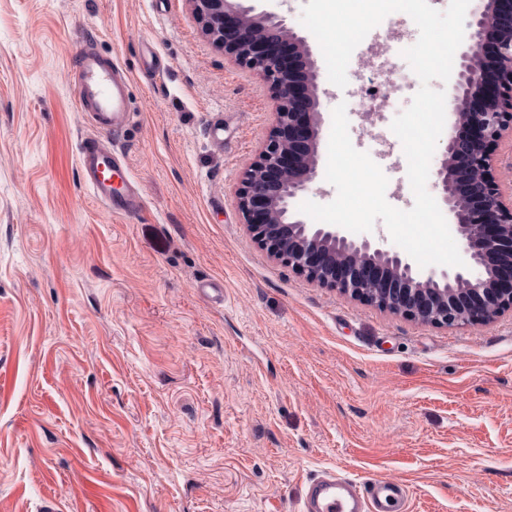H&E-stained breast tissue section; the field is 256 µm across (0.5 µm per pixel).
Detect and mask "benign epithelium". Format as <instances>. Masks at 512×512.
<instances>
[{"mask_svg":"<svg viewBox=\"0 0 512 512\" xmlns=\"http://www.w3.org/2000/svg\"><path fill=\"white\" fill-rule=\"evenodd\" d=\"M203 33L224 55L253 72L275 101L265 147L244 171L235 204L268 255L311 282L410 321L462 328L512 312V201L497 173V151L512 137V12L504 0H480L453 78L454 123L435 171V187L452 216L476 274L424 276L412 262L355 241L334 224H309L291 201L317 175L318 69L307 40L285 20L256 13L241 0H191ZM255 33H243L244 18ZM288 45L297 67L275 49Z\"/></svg>","mask_w":512,"mask_h":512,"instance_id":"obj_1","label":"benign epithelium"}]
</instances>
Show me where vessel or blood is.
Returning a JSON list of instances; mask_svg holds the SVG:
<instances>
[{"mask_svg":"<svg viewBox=\"0 0 512 512\" xmlns=\"http://www.w3.org/2000/svg\"><path fill=\"white\" fill-rule=\"evenodd\" d=\"M75 103L96 129L115 134L127 119L128 79L123 69L104 60L85 44L75 62ZM79 169L91 195L115 216H129L140 207L130 171L112 145L84 140ZM406 490L391 478L356 482L335 471L322 472L306 491L302 512H400Z\"/></svg>","mask_w":512,"mask_h":512,"instance_id":"obj_1","label":"vessel or blood"}]
</instances>
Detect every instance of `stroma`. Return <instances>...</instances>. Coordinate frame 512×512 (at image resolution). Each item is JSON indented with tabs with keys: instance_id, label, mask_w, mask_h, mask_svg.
I'll return each instance as SVG.
<instances>
[{
	"instance_id": "35a3bbf8",
	"label": "stroma",
	"mask_w": 512,
	"mask_h": 512,
	"mask_svg": "<svg viewBox=\"0 0 512 512\" xmlns=\"http://www.w3.org/2000/svg\"><path fill=\"white\" fill-rule=\"evenodd\" d=\"M89 38L129 76L130 217L80 178ZM274 108L191 0H0V512H298L326 469L512 512V313L421 324L272 259L235 193Z\"/></svg>"
}]
</instances>
